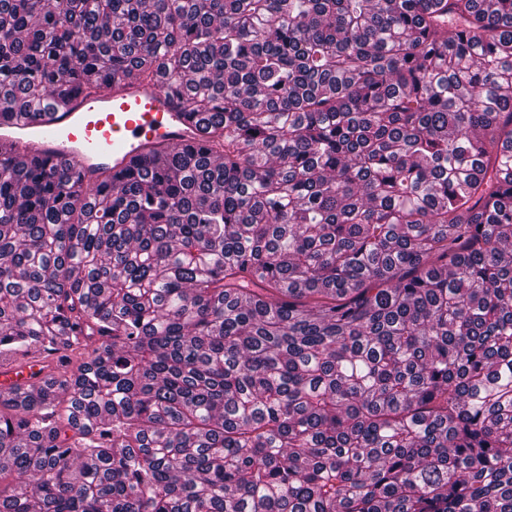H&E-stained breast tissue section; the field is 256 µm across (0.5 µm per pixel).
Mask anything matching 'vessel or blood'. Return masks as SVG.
<instances>
[{
    "label": "vessel or blood",
    "mask_w": 512,
    "mask_h": 512,
    "mask_svg": "<svg viewBox=\"0 0 512 512\" xmlns=\"http://www.w3.org/2000/svg\"><path fill=\"white\" fill-rule=\"evenodd\" d=\"M195 118L172 99L160 82H135L120 90L55 94L39 117L24 112L0 114V149H18L47 165L72 166L83 183L99 171L125 169L149 147L200 142ZM41 361L0 368V390L27 387L40 380Z\"/></svg>",
    "instance_id": "obj_1"
}]
</instances>
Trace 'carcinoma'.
Segmentation results:
<instances>
[{"instance_id":"1","label":"carcinoma","mask_w":512,"mask_h":512,"mask_svg":"<svg viewBox=\"0 0 512 512\" xmlns=\"http://www.w3.org/2000/svg\"><path fill=\"white\" fill-rule=\"evenodd\" d=\"M157 74L0 155V512H512V0H0V114ZM161 84L159 76L118 91L101 86L90 94L57 93L37 118L0 114V149H19L48 166L69 164L91 184L101 169L121 171L149 147L200 142L196 119ZM42 365V360H29L0 368V390L37 384L45 373L38 374Z\"/></svg>"}]
</instances>
